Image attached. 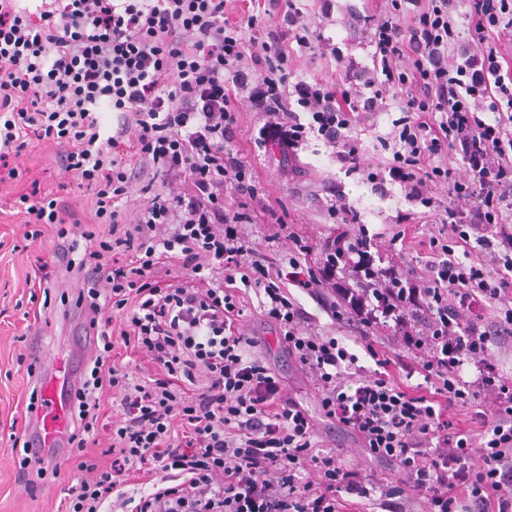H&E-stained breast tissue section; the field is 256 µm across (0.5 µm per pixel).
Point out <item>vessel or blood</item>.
Listing matches in <instances>:
<instances>
[{"mask_svg": "<svg viewBox=\"0 0 512 512\" xmlns=\"http://www.w3.org/2000/svg\"><path fill=\"white\" fill-rule=\"evenodd\" d=\"M95 347L82 341L76 355L51 356L39 369L35 386L38 407L32 411L28 438L34 449L53 454L66 445L71 427L70 401L66 395L78 381L79 360L92 357Z\"/></svg>", "mask_w": 512, "mask_h": 512, "instance_id": "1", "label": "vessel or blood"}]
</instances>
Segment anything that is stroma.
<instances>
[{
    "instance_id": "35a3bbf8",
    "label": "stroma",
    "mask_w": 512,
    "mask_h": 512,
    "mask_svg": "<svg viewBox=\"0 0 512 512\" xmlns=\"http://www.w3.org/2000/svg\"><path fill=\"white\" fill-rule=\"evenodd\" d=\"M367 6V0H303L306 24L310 31L322 34L323 39L307 46H293L289 69L308 81L334 80L337 64L331 49L335 46L356 62L370 63L373 49L367 37L349 25L351 15ZM236 105V147L251 160L266 199L281 203L287 223L303 225L321 244L340 233L351 239L367 237L374 258L423 269L431 253L430 239L437 235L438 227L394 223L396 212L409 208L400 189H393L387 198L371 193L361 174L341 170L329 149L314 138L299 147L291 161H283L278 150L266 141L275 116L259 110L244 91L238 94ZM395 117L392 111L377 112L367 115L356 126L354 134L361 143L364 165L373 167L391 159V151L382 148L380 139L390 133ZM61 151V146L54 142L32 144L16 160L18 177L0 183V512H62L67 491L78 477L65 448L58 451L56 475L40 480L35 469L20 471L9 441L10 436L21 437L27 432L26 401L34 378L27 373L24 362L36 354L26 340L27 334L39 329L51 341L49 353L69 354L78 344L72 332L73 321L84 312L77 301L83 282L57 262V242L49 236L36 241L25 239L24 218L11 206L31 181H39L42 190L48 193L57 192L64 182L68 185L66 201L75 203L82 213L90 212V196L78 189L71 175L60 168ZM339 193L345 194L360 212V223L343 225L329 216L328 206ZM38 258L56 266L52 302L41 309L30 304V288L25 280L31 263ZM260 301V295L251 289L241 299V328L256 341L252 355L276 370L286 395L308 410L317 423L319 437L335 444L349 464L374 480L388 476L389 465L365 459L350 434L324 418L312 377L288 356L279 341L278 324L261 313ZM374 340L376 348L391 357L388 371L397 381L421 383L413 352L398 343L392 328H377ZM33 479L37 480L38 488L32 493L27 485Z\"/></svg>"
}]
</instances>
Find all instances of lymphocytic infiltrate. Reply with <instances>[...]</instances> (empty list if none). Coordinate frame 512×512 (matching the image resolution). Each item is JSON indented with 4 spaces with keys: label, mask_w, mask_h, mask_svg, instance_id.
I'll return each instance as SVG.
<instances>
[{
    "label": "lymphocytic infiltrate",
    "mask_w": 512,
    "mask_h": 512,
    "mask_svg": "<svg viewBox=\"0 0 512 512\" xmlns=\"http://www.w3.org/2000/svg\"><path fill=\"white\" fill-rule=\"evenodd\" d=\"M390 2L389 13L363 17L371 65L345 66L329 84L293 80L288 70L281 33L309 42L296 0H268L275 28L258 53L247 36L263 27L261 15L230 17L225 0H41L33 11L0 0V169L32 142L53 140L64 148L62 170L91 195L87 223L34 190L13 203L32 238L66 240L76 230L86 242L68 268L89 284L83 300L101 347L70 395L68 443L81 478L64 512H105L110 498L125 500L137 471L159 485L132 512H340L343 493L375 500L381 512H407L417 495L430 512H512V381L480 411V444L446 414L475 397L461 366L491 369L492 347L512 342V59L497 49L512 43V0ZM238 89L272 113L295 94L298 111L271 126V141L294 150L317 135L347 172H364L373 194L387 197L397 185L420 205L398 213L399 223L446 228L447 240L430 241L426 275L386 267L379 275L395 281L390 295L361 294L330 256L311 264L313 243L286 223L278 228L295 247L287 268L244 239L238 227L253 223L259 187L233 147ZM390 105L398 113L392 159L362 169L356 117ZM104 109L119 117L116 134L101 124ZM125 136L164 186L132 224L121 219ZM441 184L444 201L434 194ZM476 251L499 269L471 263ZM289 284L333 289L332 321L358 328L376 372H365L343 340L303 331ZM241 286L264 291L262 311L315 374L325 418L392 466V477L362 476L315 442L307 410L285 397L276 371L252 356L254 338L237 327ZM482 300L499 303L492 319L475 315ZM112 313L123 319L116 336ZM390 324L429 348L418 366L428 390L386 374L371 336ZM119 341L144 353L154 375L139 378L119 363ZM107 391L120 414L101 461L87 445Z\"/></svg>",
    "instance_id": "1"
}]
</instances>
